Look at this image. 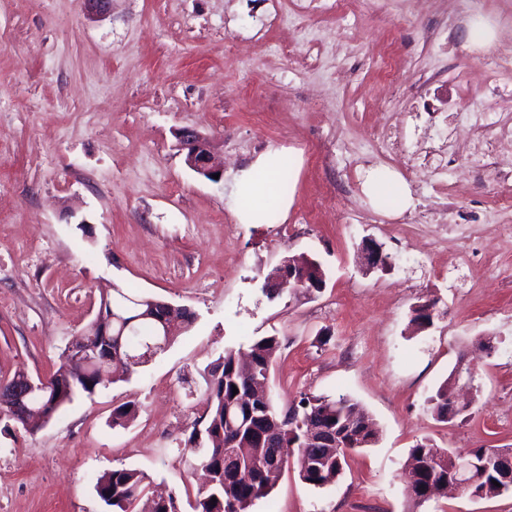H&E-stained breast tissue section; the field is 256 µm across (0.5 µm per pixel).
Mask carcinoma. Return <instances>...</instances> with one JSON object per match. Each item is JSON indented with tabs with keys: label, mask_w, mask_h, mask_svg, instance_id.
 Wrapping results in <instances>:
<instances>
[{
	"label": "carcinoma",
	"mask_w": 512,
	"mask_h": 512,
	"mask_svg": "<svg viewBox=\"0 0 512 512\" xmlns=\"http://www.w3.org/2000/svg\"><path fill=\"white\" fill-rule=\"evenodd\" d=\"M288 269V260L273 268L266 277V292L280 295L294 284L278 283L282 272ZM437 301L429 299L414 309L412 321L420 328L432 324ZM99 308L112 314V344L123 341L126 347L140 343H171L193 320L185 307L164 300L140 296L130 289L112 286V292L101 297ZM106 343L88 327L73 346L65 347L58 368L51 381L62 383L49 392L36 393L32 402L59 412L81 395L94 394L99 381L96 367L76 359L81 350L96 347L105 349ZM281 348L275 335L254 339L246 356L250 370L243 372L239 352L226 348L203 371L206 388L203 393L205 409L195 420L186 441L196 460L207 466L211 482L198 491L193 512H248L254 503L267 497L274 489L288 462L275 457V448L265 443L250 442V433L261 431L265 437L280 443H294L296 450L307 459L300 468L299 478L315 489L336 485L343 474L347 456L378 442V430L364 407L355 399L300 394L297 403L285 410L276 408L269 391L270 369ZM458 380L449 375L427 399L430 411L443 422H453L465 408H451ZM238 393H233V389ZM138 414V405L132 401L116 407L112 412V426L124 427ZM341 434L340 447L322 448L318 444L301 441L309 428ZM490 453L488 448H473L466 453L471 462L470 478L474 479L470 492L480 498H494L512 491L505 484L495 486L499 477L480 468L481 460ZM460 455L448 449L433 446L422 439L408 452V465L417 475L412 490L414 500L421 504L448 492V483L457 474L455 462ZM147 476L135 468L112 469L96 479V495L115 512H137L139 501L149 491Z\"/></svg>",
	"instance_id": "cac0c4a2"
}]
</instances>
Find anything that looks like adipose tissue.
<instances>
[{"label":"adipose tissue","mask_w":512,"mask_h":512,"mask_svg":"<svg viewBox=\"0 0 512 512\" xmlns=\"http://www.w3.org/2000/svg\"><path fill=\"white\" fill-rule=\"evenodd\" d=\"M282 155L279 149L268 151L240 177L236 184V195L241 202L237 212L240 223H261L266 205L287 207V200L277 192L278 161ZM366 194L375 207L385 211L403 210L412 203L407 184L391 172H372L366 183Z\"/></svg>","instance_id":"adipose-tissue-1"}]
</instances>
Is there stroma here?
<instances>
[{"label": "stroma", "mask_w": 512, "mask_h": 512, "mask_svg": "<svg viewBox=\"0 0 512 512\" xmlns=\"http://www.w3.org/2000/svg\"><path fill=\"white\" fill-rule=\"evenodd\" d=\"M512 32V0H378L349 20L301 0H0V379L49 376L119 284L195 320L129 380L81 396L31 434L0 418V512H113L105 471L135 468L192 512L200 481L184 441L203 370L224 348L277 335L275 403L357 400L378 442L317 491L289 467L251 512H512V494L410 497L416 440L466 453L512 448V74L469 20ZM448 32L447 48L426 39ZM402 69L385 75L380 56ZM206 136L224 176L191 170L183 129ZM384 136V148L374 141ZM272 147L295 150L286 217L242 224L235 184ZM406 181L411 206L375 208L369 172ZM386 268L365 269L363 244ZM318 261L321 291L268 296L285 257ZM437 299L431 326L414 308ZM476 368L472 415L438 421L427 398L459 354ZM139 406L126 427L112 411ZM496 38V26L488 19L478 16L472 19L468 27V43L487 47ZM490 53L495 67L490 75L483 80L484 90L490 95H498L504 91V87L502 88L499 83L498 76L502 72L512 71V50L510 55L501 52L498 48L491 50Z\"/></svg>", "instance_id": "35a3bbf8"}]
</instances>
